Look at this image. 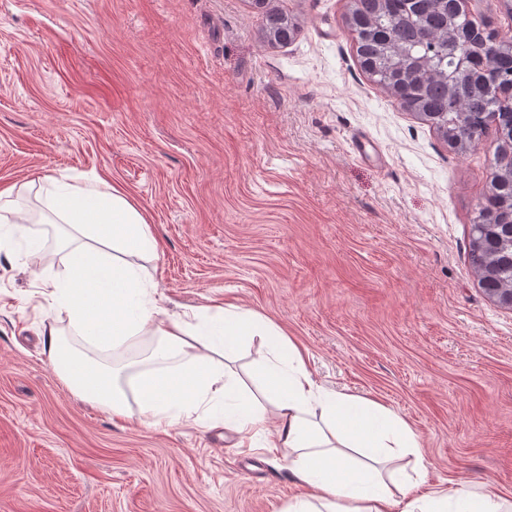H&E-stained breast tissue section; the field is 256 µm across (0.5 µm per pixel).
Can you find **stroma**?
<instances>
[{"label": "stroma", "mask_w": 512, "mask_h": 512, "mask_svg": "<svg viewBox=\"0 0 512 512\" xmlns=\"http://www.w3.org/2000/svg\"><path fill=\"white\" fill-rule=\"evenodd\" d=\"M297 26L270 46L250 0H0V212L44 175L101 178L144 210L143 259L172 313L216 302L281 326L323 387L368 397L420 436L424 481L512 493V310L471 269L492 135L450 149L362 68L351 0H273ZM366 141L358 154L353 139ZM0 241V512H286L288 462L223 427L112 420L73 394L42 333L104 352L42 294L60 224ZM43 244L26 268V237ZM246 337L229 363L265 401Z\"/></svg>", "instance_id": "35a3bbf8"}]
</instances>
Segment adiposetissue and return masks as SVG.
I'll return each instance as SVG.
<instances>
[{"label":"adipose tissue","mask_w":512,"mask_h":512,"mask_svg":"<svg viewBox=\"0 0 512 512\" xmlns=\"http://www.w3.org/2000/svg\"><path fill=\"white\" fill-rule=\"evenodd\" d=\"M46 181V208L70 228L62 270L44 280L51 305L84 339L103 346L154 338L150 368L130 376L148 425L221 424L241 433L262 424L260 408L216 360L239 338L257 336L267 347L259 366L277 409L264 448L288 457L293 480L305 490L287 512H512V495L491 486L412 493L390 468L397 457L420 453V438L403 418L318 384L287 333L255 312L215 303L189 319L168 313L149 291L144 269L129 260L157 250L142 213L106 181L79 185L51 175ZM43 347L72 393L112 417L129 418L120 369L81 360L52 326Z\"/></svg>","instance_id":"obj_1"}]
</instances>
